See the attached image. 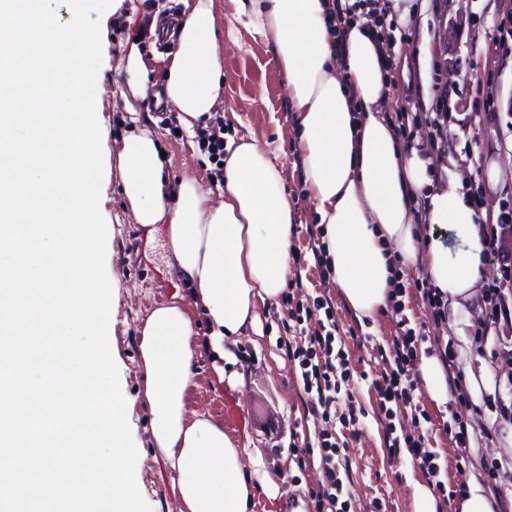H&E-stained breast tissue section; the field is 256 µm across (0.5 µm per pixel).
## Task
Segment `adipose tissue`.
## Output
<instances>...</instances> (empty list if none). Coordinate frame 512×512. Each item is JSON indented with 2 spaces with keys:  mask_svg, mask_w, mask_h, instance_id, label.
<instances>
[{
  "mask_svg": "<svg viewBox=\"0 0 512 512\" xmlns=\"http://www.w3.org/2000/svg\"><path fill=\"white\" fill-rule=\"evenodd\" d=\"M184 2L165 95L190 131L222 103L224 31L214 0ZM236 2L279 60L303 181L348 308L360 318L383 312L402 265L421 269L461 308L484 270L485 215L457 170L447 168L446 187L436 188L429 158L404 149L386 123L387 71L371 30L357 22L337 36L330 0ZM163 151L150 131L123 137L117 158L124 199L141 228L163 225L176 271L207 318L208 347L225 360V342L255 331L258 303L286 285L294 210L284 176L263 144L241 142L224 163L213 202L196 180L170 185ZM421 195L425 235L412 209ZM198 355L182 301L154 308L138 336L153 458L175 475L179 512H249L258 461L222 422L187 409Z\"/></svg>",
  "mask_w": 512,
  "mask_h": 512,
  "instance_id": "ef3b65f1",
  "label": "adipose tissue"
}]
</instances>
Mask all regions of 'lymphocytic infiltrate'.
<instances>
[{
  "label": "lymphocytic infiltrate",
  "instance_id": "obj_1",
  "mask_svg": "<svg viewBox=\"0 0 512 512\" xmlns=\"http://www.w3.org/2000/svg\"><path fill=\"white\" fill-rule=\"evenodd\" d=\"M485 229L488 259L511 266L512 214L503 212L496 219L487 220ZM288 288L287 297L292 305L287 318L281 321L286 337L284 346L289 362L300 370V381L311 411L323 420H338L343 427H359L362 411L347 389L350 371L343 351L346 334L336 322L330 301L321 295L310 304L297 302L296 296L303 288V280L298 276L290 279ZM403 292L404 284L399 281L387 296L392 314L399 318L400 332L388 350L380 354L383 370L375 383L380 412L386 420L385 443L391 454L407 453L425 472L433 490L443 497L447 487L439 478V454L431 448L422 426L407 431L398 429L395 424L398 411L418 408L413 396L418 386L413 366L420 345L427 340L425 334L410 327L401 303ZM485 302L486 314L475 331L476 336L485 338L501 328L512 327V281L505 279L490 285ZM315 317L320 323L315 331H308L306 325ZM301 451L307 455L318 454L320 458L322 483L308 493L316 512H349L346 501L349 468L343 446L337 442L335 434L318 433L315 439L304 440Z\"/></svg>",
  "mask_w": 512,
  "mask_h": 512
}]
</instances>
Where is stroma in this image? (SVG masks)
I'll return each mask as SVG.
<instances>
[{"mask_svg":"<svg viewBox=\"0 0 512 512\" xmlns=\"http://www.w3.org/2000/svg\"><path fill=\"white\" fill-rule=\"evenodd\" d=\"M224 18V103L216 115L224 122L225 141L254 138L269 144L275 164L283 170L288 198L295 211L291 243L303 251L304 298L329 292L335 318L343 328L359 327L369 340H347L344 348L351 374L349 385L355 401L365 412L358 434L339 427L338 440L351 471L349 493L353 512H416L413 486L426 476L408 454L390 456L383 429L376 416L378 396L373 382L381 367L377 347L387 346L398 333L392 313L361 324L350 311L339 288L319 284L306 228L316 216L303 183L300 160L291 143L295 118L288 107L284 77L279 62L264 37L237 12L234 0H214ZM403 21L386 32L395 56L385 118L403 126V147L420 146L441 170L453 158L464 173L473 200L490 213L512 210V49L500 44V21L507 9L502 0H408ZM182 0H124L119 15L108 17L102 28L103 62L97 85V110L107 131L108 144L129 134L133 124L119 95L122 75L118 62L125 49L137 45L151 69V89L134 107L149 116V128L165 147L171 183L192 178L213 189L212 168L200 150L197 137L182 132L175 112H161L156 102L164 95L168 64L174 49H160L147 32L160 17H181ZM449 112L442 137H434L421 117L428 112ZM448 142L447 155L437 150L438 139ZM107 187L100 198L106 223H120L121 232L111 242L110 266L121 282V294L113 340L126 366L127 393L135 400L134 421L141 442H148L149 409L144 396L143 373L137 354L138 328L152 307L173 297L182 298L199 340H206L208 322L195 306L190 288L175 273V260L162 232L148 233L126 209L116 154L103 157ZM422 272L405 268L404 303L412 327L430 333H447L454 350V372L460 377L468 405L449 400L438 405L424 390L416 401L431 420L430 443L440 454L441 478L449 489L466 488L477 479L494 503L495 512H512V467L488 478L491 460L512 457V418L501 416L496 406L495 381L512 371V357L503 354L495 339L477 343L474 331L485 315L483 292L463 308L449 310L435 320L422 304L419 288ZM287 311L284 296L267 300L257 309V330L239 338L230 348L234 362L225 364L226 374H239L240 386L215 384L213 358L203 353L190 389L188 408L224 417V400L232 398L243 419L227 433L240 447L261 461L262 471L274 476L277 497H268L256 487L252 512H288L290 504L321 481L318 464H305L301 452L291 451V434L314 436L324 422L309 412L299 387L298 369L288 361L282 347L281 320ZM480 413H473V406ZM466 424L470 454L458 459L450 431Z\"/></svg>","mask_w":512,"mask_h":512,"instance_id":"35a3bbf8","label":"stroma"}]
</instances>
